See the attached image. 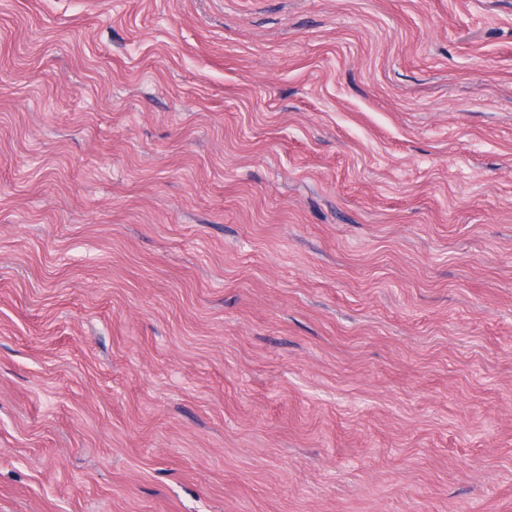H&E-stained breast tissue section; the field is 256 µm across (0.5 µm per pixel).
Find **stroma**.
Returning <instances> with one entry per match:
<instances>
[{"instance_id":"obj_1","label":"stroma","mask_w":512,"mask_h":512,"mask_svg":"<svg viewBox=\"0 0 512 512\" xmlns=\"http://www.w3.org/2000/svg\"><path fill=\"white\" fill-rule=\"evenodd\" d=\"M0 512H512V0H0Z\"/></svg>"}]
</instances>
